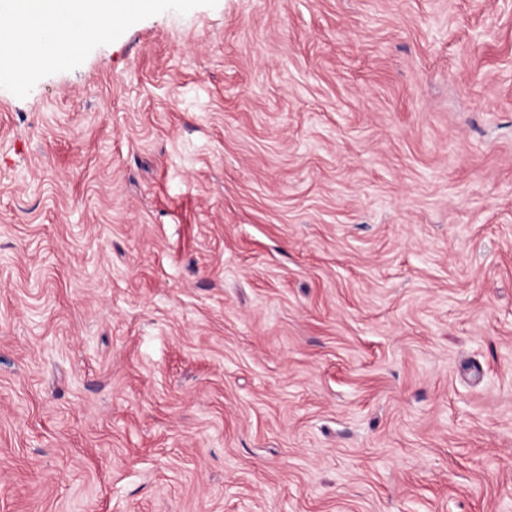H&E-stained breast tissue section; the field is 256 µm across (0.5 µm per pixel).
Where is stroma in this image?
I'll list each match as a JSON object with an SVG mask.
<instances>
[{"mask_svg":"<svg viewBox=\"0 0 512 512\" xmlns=\"http://www.w3.org/2000/svg\"><path fill=\"white\" fill-rule=\"evenodd\" d=\"M0 512H512V0H217L0 89Z\"/></svg>","mask_w":512,"mask_h":512,"instance_id":"stroma-1","label":"stroma"}]
</instances>
